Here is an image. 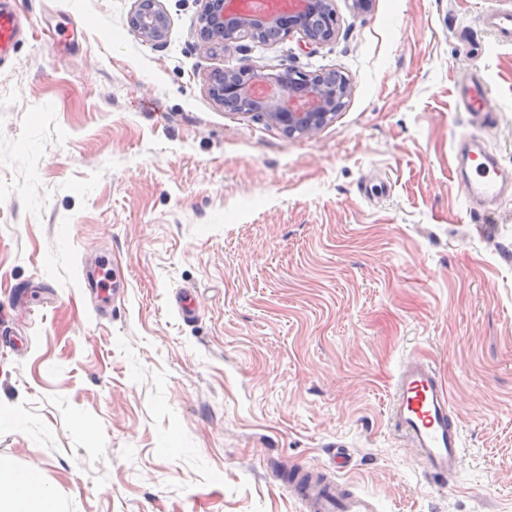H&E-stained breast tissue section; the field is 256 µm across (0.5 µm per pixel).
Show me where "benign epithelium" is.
I'll return each mask as SVG.
<instances>
[{
    "mask_svg": "<svg viewBox=\"0 0 512 512\" xmlns=\"http://www.w3.org/2000/svg\"><path fill=\"white\" fill-rule=\"evenodd\" d=\"M130 23L150 43L162 40L168 27L156 0H136ZM266 29H279L287 36L296 32L308 45L328 42L336 34L335 0H268L262 14L253 12L248 0H204L197 37L199 46L211 51L245 37L255 40ZM286 70L297 74L301 85L282 81L279 73L241 66L213 74L210 92L224 107L237 100L254 103L249 113L290 136L312 135L335 117L337 108L351 95L350 81H339L332 72L313 75L290 66Z\"/></svg>",
    "mask_w": 512,
    "mask_h": 512,
    "instance_id": "obj_1",
    "label": "benign epithelium"
}]
</instances>
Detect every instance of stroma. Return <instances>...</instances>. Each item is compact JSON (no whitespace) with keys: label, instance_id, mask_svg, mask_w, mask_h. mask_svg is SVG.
<instances>
[{"label":"stroma","instance_id":"35a3bbf8","mask_svg":"<svg viewBox=\"0 0 512 512\" xmlns=\"http://www.w3.org/2000/svg\"><path fill=\"white\" fill-rule=\"evenodd\" d=\"M16 0L0 66V462L62 512H304L301 467L378 512H512V192L469 204L458 145L512 172V0H335L336 37L201 49L199 0ZM334 69L315 134L225 111L211 75ZM497 104L473 124L456 86ZM191 291L196 315L182 318ZM446 382L465 457L433 483L387 407ZM347 457L346 468L334 465ZM130 23L132 29L150 43L161 41L168 27L167 16L156 6L155 0L136 1ZM485 26L501 43H512V9H505L486 16ZM457 105L459 110L468 112L472 119L478 117L491 118L495 113V105L491 91L479 73L473 74L462 81L457 89Z\"/></svg>","mask_w":512,"mask_h":512}]
</instances>
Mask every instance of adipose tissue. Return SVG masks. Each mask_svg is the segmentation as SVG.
Masks as SVG:
<instances>
[{
  "instance_id": "ef3b65f1",
  "label": "adipose tissue",
  "mask_w": 512,
  "mask_h": 512,
  "mask_svg": "<svg viewBox=\"0 0 512 512\" xmlns=\"http://www.w3.org/2000/svg\"><path fill=\"white\" fill-rule=\"evenodd\" d=\"M0 512H59L39 470L0 472Z\"/></svg>"
}]
</instances>
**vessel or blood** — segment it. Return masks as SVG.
Listing matches in <instances>:
<instances>
[{"instance_id": "obj_1", "label": "vessel or blood", "mask_w": 512, "mask_h": 512, "mask_svg": "<svg viewBox=\"0 0 512 512\" xmlns=\"http://www.w3.org/2000/svg\"><path fill=\"white\" fill-rule=\"evenodd\" d=\"M484 24L499 42L512 43V9L486 16ZM20 34L21 21L10 0H0V64L6 62ZM457 95L459 110L471 117L494 115L491 91L480 74L462 81ZM467 156L481 160L475 172L463 167L458 170L468 197L499 201L504 190L500 183L502 170L495 158L484 154L473 142L467 145ZM389 416L432 477L444 481L458 472L463 458L461 434L451 419L448 388L428 361L414 357L402 365ZM292 490L306 512H377L367 496L334 481L298 476Z\"/></svg>"}]
</instances>
